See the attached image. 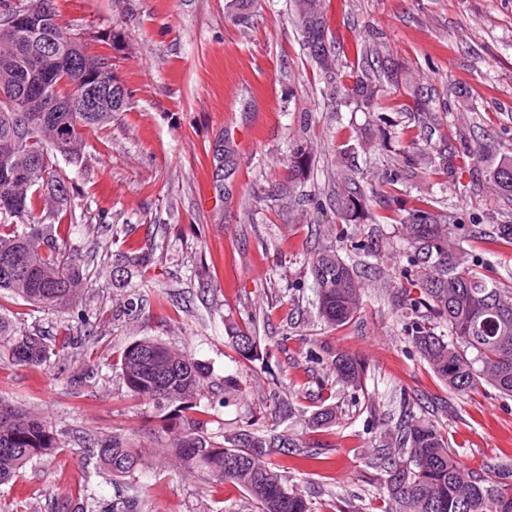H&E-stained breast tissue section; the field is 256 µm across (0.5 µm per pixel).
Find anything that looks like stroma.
I'll return each mask as SVG.
<instances>
[{"mask_svg":"<svg viewBox=\"0 0 512 512\" xmlns=\"http://www.w3.org/2000/svg\"><path fill=\"white\" fill-rule=\"evenodd\" d=\"M226 2L56 0L66 22L117 32L112 72L132 99L101 137L86 136L81 162L67 168L76 223L67 248L90 272L76 306L95 315L94 325L0 291V313L18 327L50 342L67 328L82 338L47 366L0 360V397L46 416L63 446L51 463L0 484V512H61L81 485L118 504L137 497L139 512H256L240 487L163 458L171 435L160 410L133 401L117 367L123 349L145 337L208 366L200 402L212 435L250 421L327 458L308 474L296 455L275 457L286 485L304 490L313 512H385L386 475L374 463L382 411L410 407L442 425L471 468L512 466V398L486 385L467 395L450 390L414 352L398 307L379 286L406 263L397 249L400 223L417 191L386 186L395 160L374 155L371 114L322 95L292 0H254L241 13ZM330 16L341 74L363 70L351 50L359 42L419 79L428 113L398 109L391 117L419 144L447 139L453 166L431 178L432 193L456 225L459 246L512 288V246L474 238L512 224V197L486 177L499 155H512V0H330ZM306 140L317 144L314 162L293 193L279 196L288 155ZM478 141L489 147L480 160L471 153ZM342 167L379 190L372 210L386 239L362 258L360 318L334 330L316 316L304 257L319 243L315 204L336 211L333 174ZM131 246L158 257L154 293L117 319L112 264ZM254 309L263 318L266 374L229 340V325ZM319 348L355 354L370 380L366 391L337 395L336 424L313 429L308 419L328 373L312 355ZM277 390L290 391L294 416L273 405ZM112 433L142 449L134 476L116 480L79 463L91 439Z\"/></svg>","mask_w":512,"mask_h":512,"instance_id":"1","label":"stroma"}]
</instances>
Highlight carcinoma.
Segmentation results:
<instances>
[{"label":"carcinoma","mask_w":512,"mask_h":512,"mask_svg":"<svg viewBox=\"0 0 512 512\" xmlns=\"http://www.w3.org/2000/svg\"><path fill=\"white\" fill-rule=\"evenodd\" d=\"M46 27L42 35L61 39L72 26L63 22L55 0H25ZM297 21L311 59L326 83L328 96L377 113L381 124L380 146L393 148L402 165L387 183L406 178L419 192L417 206L403 219L402 248L406 265L399 276L386 283L397 302L404 332L420 359L449 389L473 392L487 384L512 397V289L476 270L474 256L457 247L447 216L434 205L429 179L435 170L448 169V140L421 148L404 137L386 112L380 78L368 71L338 76L336 47L329 36L327 0H293ZM6 7L0 0V67L33 71L31 51L5 33ZM102 62L95 49L72 47L65 63L49 80L60 100L58 110L46 113L47 122L34 123L36 112H12L0 101V168L8 163L28 170L21 182L0 173V197L20 195L18 213L0 211V291H7L41 309L62 311L78 299L87 274L76 255L66 250L65 238L75 225L66 223L71 212L73 187L60 160L72 164L80 154L55 141L60 127L85 125L96 133L112 123L130 97L124 87L112 86V111L81 112L68 94V86L85 69ZM311 160L308 147L297 145L288 159V175L278 192L286 195L301 180ZM490 182L512 197V156H504L489 171ZM338 212L346 224H324L325 240L308 259L318 319L341 328L360 317L365 285L356 266L341 255L340 244L362 253L372 252V236L354 238L348 225L373 220L371 202L377 196L366 190L346 170L336 172ZM153 261V254L127 252L115 266L114 280L136 287L133 277ZM257 316L246 315L232 328L236 353L252 363L260 360L256 341ZM77 337L64 335L60 344H49L33 332L17 329L0 314V347L9 361L41 366ZM120 368L132 397L145 403L173 407L179 420L168 455L179 467L195 470L244 489L259 512H311L308 499L298 488L287 486L268 457L276 449L290 448L286 434H258L251 422L217 442L205 432L206 407L197 395L208 374L205 364L182 350L151 338L129 344L121 353ZM334 388L358 392L366 387L367 367L356 356L335 350L328 358ZM335 405L322 406L308 419L312 427L336 422ZM57 433L38 414L18 409L0 399V482L17 476L32 462H48L60 451ZM89 458L114 477H124L140 465V455L125 438L114 434L99 439L88 449ZM378 467L387 473L384 494L390 512H512V468L496 463L479 469L464 466L451 448L448 432L431 421L405 410L396 425L384 431L378 450ZM81 512H137L134 498L122 510L98 499L86 488L77 490Z\"/></svg>","instance_id":"cac0c4a2"}]
</instances>
